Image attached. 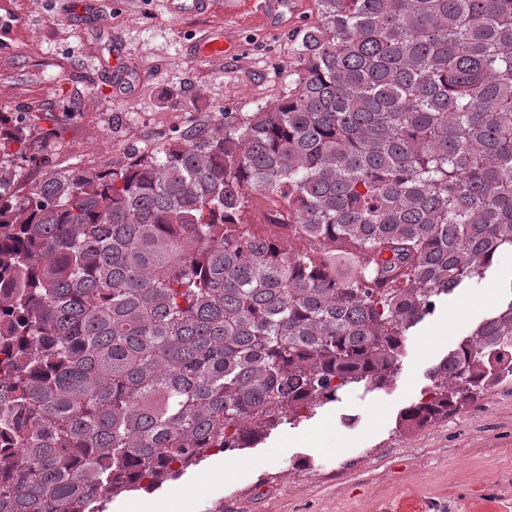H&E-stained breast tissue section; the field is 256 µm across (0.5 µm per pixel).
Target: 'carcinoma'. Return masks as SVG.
Returning <instances> with one entry per match:
<instances>
[{
    "label": "carcinoma",
    "mask_w": 512,
    "mask_h": 512,
    "mask_svg": "<svg viewBox=\"0 0 512 512\" xmlns=\"http://www.w3.org/2000/svg\"><path fill=\"white\" fill-rule=\"evenodd\" d=\"M315 9L286 95L25 194L27 125L0 113V512H103L389 388L512 254V0ZM254 193L293 236L241 221ZM428 380L407 428L512 382V297Z\"/></svg>",
    "instance_id": "cac0c4a2"
}]
</instances>
